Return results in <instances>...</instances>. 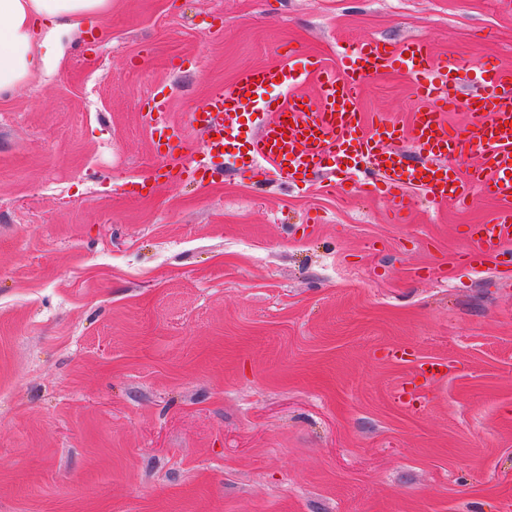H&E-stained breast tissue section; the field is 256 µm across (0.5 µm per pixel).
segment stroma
<instances>
[{"label": "stroma", "instance_id": "1", "mask_svg": "<svg viewBox=\"0 0 512 512\" xmlns=\"http://www.w3.org/2000/svg\"><path fill=\"white\" fill-rule=\"evenodd\" d=\"M412 37L512 66V0H112L0 100V512H512V267L460 258L500 201L396 221L332 157L268 193L189 125L240 69Z\"/></svg>", "mask_w": 512, "mask_h": 512}]
</instances>
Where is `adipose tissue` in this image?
Here are the masks:
<instances>
[{
    "label": "adipose tissue",
    "mask_w": 512,
    "mask_h": 512,
    "mask_svg": "<svg viewBox=\"0 0 512 512\" xmlns=\"http://www.w3.org/2000/svg\"><path fill=\"white\" fill-rule=\"evenodd\" d=\"M112 0H0V99L63 57V40L81 20L104 16Z\"/></svg>",
    "instance_id": "obj_1"
}]
</instances>
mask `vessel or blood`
<instances>
[{
	"instance_id": "b4317fda",
	"label": "vessel or blood",
	"mask_w": 512,
	"mask_h": 512,
	"mask_svg": "<svg viewBox=\"0 0 512 512\" xmlns=\"http://www.w3.org/2000/svg\"><path fill=\"white\" fill-rule=\"evenodd\" d=\"M340 67L293 56L268 65L242 69L211 93L201 113L191 120L206 135L208 151L236 160L231 145L240 113L256 115L257 132L247 141L253 161L268 165L273 184L315 173L326 155L347 161L346 173L357 187L383 184L392 199L416 186L434 200L465 204L479 196L504 201L493 219L471 226L472 248L465 256L473 267L512 262V67L493 62L479 66L478 91L466 104L467 123L452 130L446 112L460 102L461 80L454 58L436 57L423 37L393 46L365 40L343 53ZM390 70L405 72L416 94L417 111L408 127L379 122L366 130L360 110L370 80ZM315 86L314 95L298 93L303 81ZM277 97H269V90ZM409 141L433 163L407 166L396 144ZM480 151L485 161L457 173L465 148Z\"/></svg>"
}]
</instances>
